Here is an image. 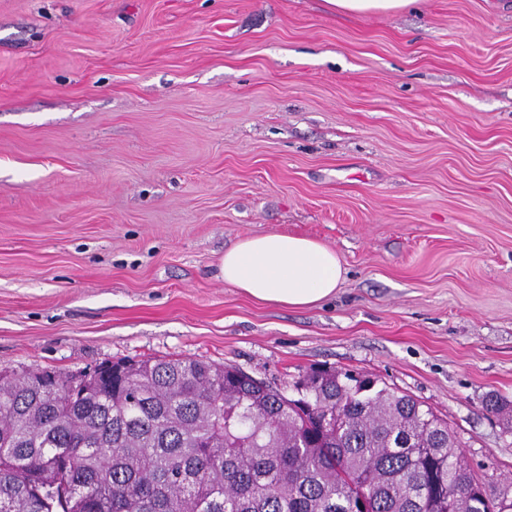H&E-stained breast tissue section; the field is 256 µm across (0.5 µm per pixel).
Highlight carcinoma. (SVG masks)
<instances>
[{
    "mask_svg": "<svg viewBox=\"0 0 512 512\" xmlns=\"http://www.w3.org/2000/svg\"><path fill=\"white\" fill-rule=\"evenodd\" d=\"M74 377L0 371V512H512L446 420L369 375L312 369L297 399L194 358Z\"/></svg>",
    "mask_w": 512,
    "mask_h": 512,
    "instance_id": "obj_1",
    "label": "carcinoma"
}]
</instances>
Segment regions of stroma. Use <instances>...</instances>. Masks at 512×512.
Returning <instances> with one entry per match:
<instances>
[{"instance_id":"1","label":"stroma","mask_w":512,"mask_h":512,"mask_svg":"<svg viewBox=\"0 0 512 512\" xmlns=\"http://www.w3.org/2000/svg\"><path fill=\"white\" fill-rule=\"evenodd\" d=\"M268 233L335 252V294L226 285ZM153 357L370 373L512 497L504 0H0V370ZM417 0H327L341 13L394 12L412 5Z\"/></svg>"}]
</instances>
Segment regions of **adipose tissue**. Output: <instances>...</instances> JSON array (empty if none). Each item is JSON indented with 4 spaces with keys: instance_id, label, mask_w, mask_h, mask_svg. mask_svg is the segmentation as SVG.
Segmentation results:
<instances>
[{
    "instance_id": "1",
    "label": "adipose tissue",
    "mask_w": 512,
    "mask_h": 512,
    "mask_svg": "<svg viewBox=\"0 0 512 512\" xmlns=\"http://www.w3.org/2000/svg\"><path fill=\"white\" fill-rule=\"evenodd\" d=\"M220 274L258 301L308 307L335 293L343 267L336 253L312 239L269 233L225 250Z\"/></svg>"
}]
</instances>
